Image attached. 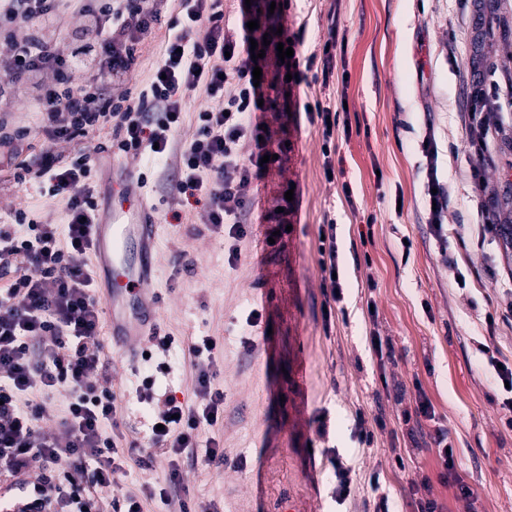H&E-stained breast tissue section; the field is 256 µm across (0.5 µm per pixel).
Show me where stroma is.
<instances>
[{
    "mask_svg": "<svg viewBox=\"0 0 512 512\" xmlns=\"http://www.w3.org/2000/svg\"><path fill=\"white\" fill-rule=\"evenodd\" d=\"M286 2L288 30L304 31L305 52L333 21L348 39L329 89L311 73L293 89L300 106L319 97L348 109L351 134L336 138L335 178L324 177L321 133L305 112L268 108L274 139L285 144L282 161L248 187L252 232L235 242L173 220L166 170L136 166L158 208L157 327L175 342L165 354L145 344L154 361L170 367L149 392L131 364L112 358L120 399L135 423L157 411L146 396L172 391L193 402L194 369L181 340L216 337L226 462L203 475L187 469L185 484L200 512H376L383 496L391 512H418L426 499L436 500L439 512H512V414L482 352L490 347L512 366V316L504 313L512 243L497 232L478 250L461 245L479 220L471 168L512 199V125L505 143L473 162L461 121L475 108L496 109L471 96L480 78L473 59L496 68L500 95L512 96V0H492L477 16L464 14L460 0ZM430 129L448 195L443 222L454 271L427 222L420 145ZM345 182L354 189L349 201ZM290 188L292 229L268 242L275 225L263 215L278 209ZM0 199L25 200L33 220L53 206L47 187L28 181L4 182ZM328 219L337 224L344 299L342 310L327 316L318 248ZM234 246L240 255L233 262ZM253 310L259 317L251 325ZM373 331L391 355L371 352ZM422 397L433 418H413ZM360 410L383 420L368 445L354 432ZM440 429L476 493L472 501L441 478ZM399 454L409 459L402 470ZM335 456L352 470L351 493L340 502L333 499Z\"/></svg>",
    "mask_w": 512,
    "mask_h": 512,
    "instance_id": "1",
    "label": "stroma"
}]
</instances>
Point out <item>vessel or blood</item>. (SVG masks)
Here are the masks:
<instances>
[{"mask_svg": "<svg viewBox=\"0 0 512 512\" xmlns=\"http://www.w3.org/2000/svg\"><path fill=\"white\" fill-rule=\"evenodd\" d=\"M133 178L122 161L98 187L111 208L91 226V260L106 302L112 345L125 358L136 357L156 325V235L158 217L144 193L133 192Z\"/></svg>", "mask_w": 512, "mask_h": 512, "instance_id": "1", "label": "vessel or blood"}]
</instances>
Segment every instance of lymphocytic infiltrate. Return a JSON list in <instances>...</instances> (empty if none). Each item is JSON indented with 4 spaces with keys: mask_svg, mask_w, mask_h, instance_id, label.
<instances>
[{
    "mask_svg": "<svg viewBox=\"0 0 512 512\" xmlns=\"http://www.w3.org/2000/svg\"><path fill=\"white\" fill-rule=\"evenodd\" d=\"M240 13L259 26L230 36L224 0H0V165L13 177L48 183L62 205L59 219L37 224L18 206L12 223L0 225V512H144V499L156 497L189 512L170 493L183 485L186 466L224 463L216 339L186 341L200 363L195 402L165 394L157 420L143 430L131 424L112 386L87 257L97 212L92 172L111 142L131 161L150 156L169 165L166 194L179 206L201 202L198 223L237 240L247 236L246 189L263 171L262 156L274 152L258 101L269 90L290 92L316 61L330 77L338 31L328 28L322 56H307L302 33H279L285 17L268 0H251ZM158 33L163 59L148 75L143 40ZM255 41L265 44L257 60ZM281 42L291 44V58H278ZM20 87L27 98H17ZM193 94L201 103L190 112L185 100ZM29 110L35 126L18 125L17 114ZM34 127L43 138L37 152L29 141ZM186 127L189 138L177 139ZM422 152L436 200L428 221L446 252L448 196L432 137ZM22 225L28 238L19 235ZM62 387L71 398L49 432L41 425L47 400ZM157 454L168 459L167 485L145 487L139 497L121 493L126 468L148 466Z\"/></svg>",
    "mask_w": 512,
    "mask_h": 512,
    "instance_id": "1",
    "label": "lymphocytic infiltrate"
}]
</instances>
